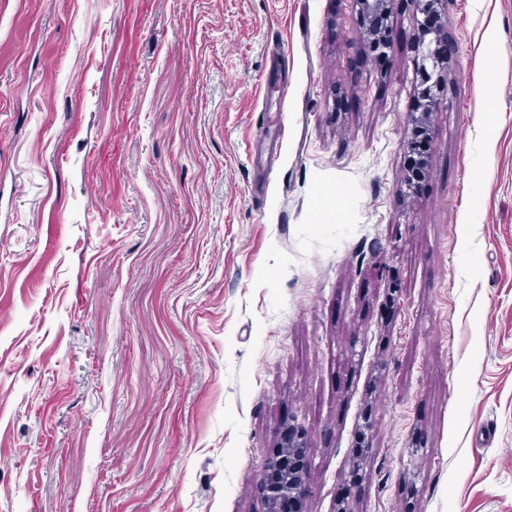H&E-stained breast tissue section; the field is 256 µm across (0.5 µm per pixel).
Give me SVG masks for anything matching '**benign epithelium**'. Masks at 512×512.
<instances>
[{"label": "benign epithelium", "instance_id": "1", "mask_svg": "<svg viewBox=\"0 0 512 512\" xmlns=\"http://www.w3.org/2000/svg\"><path fill=\"white\" fill-rule=\"evenodd\" d=\"M359 5L360 26L358 36L364 43H380V48L389 47L390 40L379 42L375 26L392 14L395 0H356ZM444 0H407L410 7V20L413 24V41L416 60L422 83L418 88L412 112L408 122L412 137L427 136L431 131V105L437 102L434 93L436 83L432 82L434 73L440 69L442 58L435 44L437 38L422 30L417 16L426 10H437ZM304 447L296 442L292 435H285L278 455L264 464L265 512H284L285 508L297 503L307 495L305 481Z\"/></svg>", "mask_w": 512, "mask_h": 512}]
</instances>
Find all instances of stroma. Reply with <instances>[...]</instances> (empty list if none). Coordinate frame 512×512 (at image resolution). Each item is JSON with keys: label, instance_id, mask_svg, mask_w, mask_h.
I'll list each match as a JSON object with an SVG mask.
<instances>
[{"label": "stroma", "instance_id": "obj_1", "mask_svg": "<svg viewBox=\"0 0 512 512\" xmlns=\"http://www.w3.org/2000/svg\"><path fill=\"white\" fill-rule=\"evenodd\" d=\"M419 77L354 0H0V512H512V0ZM479 205H471V195ZM304 447L285 434L281 450L264 464L265 512H284L307 495Z\"/></svg>", "mask_w": 512, "mask_h": 512}]
</instances>
